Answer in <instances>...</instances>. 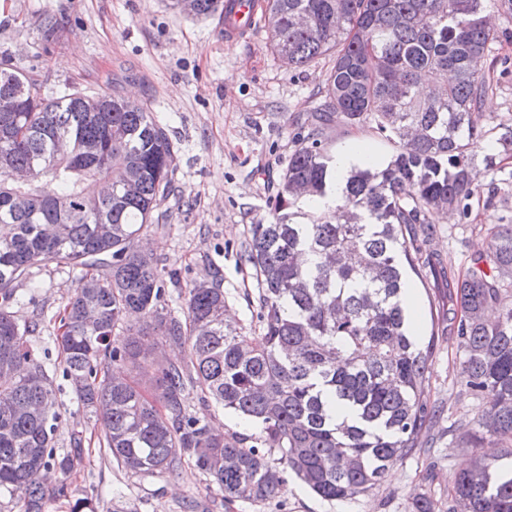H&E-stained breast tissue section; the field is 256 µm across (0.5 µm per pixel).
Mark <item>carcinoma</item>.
Returning a JSON list of instances; mask_svg holds the SVG:
<instances>
[{"instance_id": "cac0c4a2", "label": "carcinoma", "mask_w": 512, "mask_h": 512, "mask_svg": "<svg viewBox=\"0 0 512 512\" xmlns=\"http://www.w3.org/2000/svg\"><path fill=\"white\" fill-rule=\"evenodd\" d=\"M191 2L196 16L224 7ZM264 2L271 48L289 66L336 52L314 121L368 124L394 152L380 167L352 169L336 208L310 211L297 191L325 195L332 159L318 130L302 138L268 222L249 229L258 340L231 322L214 282L187 289L177 314L165 288L176 271L138 248L171 191V141L150 113L107 93L46 99L24 70L0 69V95L19 102L0 144V496L23 512H45L50 470L53 496L70 499L71 512H96L69 482L79 449L55 452V390L29 341L40 322L21 324L13 312L14 283L43 262L80 271L60 318L64 371L107 450L133 474L172 470L187 455L226 503H264L290 475L322 499H353L421 447L436 417L422 399L430 352L415 349L397 296L406 266L447 275L427 212L459 208L478 188L483 65L500 38L486 10L512 15V0ZM32 165L29 183L16 187L14 170ZM109 176L105 199L92 184ZM301 251L317 261L301 266ZM447 286L458 377L490 399L469 442H512V224L498 225ZM129 314L144 326L127 324ZM167 344L186 348L183 363L162 360ZM117 362L132 375L111 374ZM150 368L153 393L142 383ZM195 391L261 435L201 422L187 412ZM452 497L454 512H512V448L475 458Z\"/></svg>"}]
</instances>
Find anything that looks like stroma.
I'll use <instances>...</instances> for the list:
<instances>
[{
  "label": "stroma",
  "instance_id": "1",
  "mask_svg": "<svg viewBox=\"0 0 512 512\" xmlns=\"http://www.w3.org/2000/svg\"><path fill=\"white\" fill-rule=\"evenodd\" d=\"M48 13L57 27L46 39L40 23ZM493 21L505 36L494 45L486 71L492 89L482 105L484 137L475 149L480 187L467 210L450 211L447 222L438 212L428 215L438 231L433 247L455 275L486 250L497 225L512 224V149L499 142L512 130V16L497 14ZM334 61L328 54L303 68L288 67L272 52L264 30L251 41L225 45L219 16H191L171 0H0V65L24 69L49 97L68 89L129 97L167 131L172 191L161 206L164 227L148 232L149 247L177 270L178 290L218 280L227 312L244 326L257 323V280L245 260L249 227L267 220L268 202L299 146L302 123L323 99ZM320 138L331 156L356 141L368 143L382 163L393 152L367 126L336 122ZM77 278L52 262L31 268L29 278L15 284L14 312L19 321H41L30 344L53 380L55 449L63 454L81 446L70 482L92 495L97 512H411L413 498L422 494L437 500V512H448L455 474L477 452L504 449L497 441L479 450L465 444L487 401L470 395L457 376L463 353L456 336L444 330L441 290L411 273L415 342L432 351L424 399L439 406L441 416L423 429V450L397 463L373 491L330 501L292 478L271 501L227 505L189 459L175 471L132 475L107 452L99 426L64 373L57 316ZM189 410L230 433L259 432L255 423L212 401L190 397Z\"/></svg>",
  "mask_w": 512,
  "mask_h": 512
}]
</instances>
